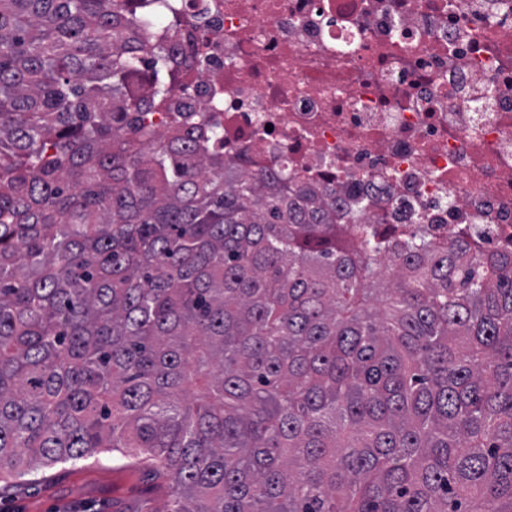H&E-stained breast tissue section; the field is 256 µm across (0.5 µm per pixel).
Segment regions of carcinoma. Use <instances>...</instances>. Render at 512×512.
I'll list each match as a JSON object with an SVG mask.
<instances>
[{
  "instance_id": "1",
  "label": "carcinoma",
  "mask_w": 512,
  "mask_h": 512,
  "mask_svg": "<svg viewBox=\"0 0 512 512\" xmlns=\"http://www.w3.org/2000/svg\"><path fill=\"white\" fill-rule=\"evenodd\" d=\"M191 38L0 0V493L110 453L167 512H512V253L224 163Z\"/></svg>"
}]
</instances>
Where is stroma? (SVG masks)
Returning a JSON list of instances; mask_svg holds the SVG:
<instances>
[{
    "mask_svg": "<svg viewBox=\"0 0 512 512\" xmlns=\"http://www.w3.org/2000/svg\"><path fill=\"white\" fill-rule=\"evenodd\" d=\"M153 473L122 460L41 469L0 498V512H166Z\"/></svg>",
    "mask_w": 512,
    "mask_h": 512,
    "instance_id": "obj_1",
    "label": "stroma"
}]
</instances>
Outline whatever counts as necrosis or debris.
I'll return each instance as SVG.
<instances>
[{
  "instance_id": "obj_1",
  "label": "necrosis or debris",
  "mask_w": 512,
  "mask_h": 512,
  "mask_svg": "<svg viewBox=\"0 0 512 512\" xmlns=\"http://www.w3.org/2000/svg\"><path fill=\"white\" fill-rule=\"evenodd\" d=\"M187 83L224 159L512 251V0H206Z\"/></svg>"
}]
</instances>
